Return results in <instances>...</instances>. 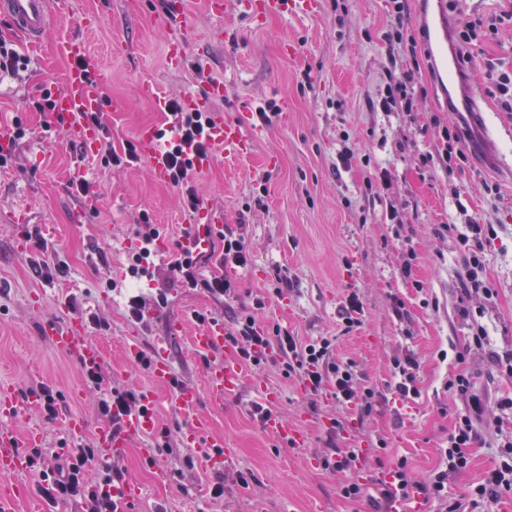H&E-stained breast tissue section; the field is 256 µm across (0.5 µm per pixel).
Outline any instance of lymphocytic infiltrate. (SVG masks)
<instances>
[{"label":"lymphocytic infiltrate","instance_id":"obj_1","mask_svg":"<svg viewBox=\"0 0 512 512\" xmlns=\"http://www.w3.org/2000/svg\"><path fill=\"white\" fill-rule=\"evenodd\" d=\"M406 13V0H390L386 37L397 46L402 56L414 60L421 54L422 45L406 26ZM165 110L169 116L168 127L164 131L167 143L162 152L166 179L170 184L184 188L185 205L194 213L203 206L191 185L198 172L194 160L210 155L213 151L214 144L209 134L211 118L209 113L187 107L177 99L167 100ZM84 119L101 133L98 153L104 165L120 167L139 162L140 155L134 143L127 141L119 148L113 145L111 132L103 121L102 113L89 112ZM494 234L493 227L476 222L469 224L466 233L460 234L459 242L469 253L464 272L467 287L486 290L487 284L481 276L484 250ZM209 258L206 248L185 247L171 262L170 268L187 287L206 288L213 298L221 299L232 292L229 280L221 276L203 282L198 279L201 263ZM225 339L237 348L245 364L259 365L265 359L267 349H276L283 361L285 375L297 376L311 394L326 391L337 401L359 402L363 413H370L372 409L373 391L367 389L363 394H356L354 365L334 358L329 338L323 337L303 344L287 333L272 335L260 326L255 314L251 313L242 318L234 332L226 334ZM84 378L87 387L98 392V411L107 418L113 431H120L124 417L141 408L140 392L115 385L104 365L86 371ZM448 389L467 397L470 410L455 418L454 426L448 434V444L443 450L442 469L433 473L429 483L420 484L411 480L407 458H398L380 491L383 500H407L420 493L426 499L437 502L440 512H464V505L474 506L500 492L512 491V448L509 447L504 451L505 461L490 470L480 483L469 487L460 497H449V474L463 470L468 465L469 450L475 440L473 419L481 410V402L474 394L473 383L467 376L459 375L449 380ZM30 459L32 469L41 476L38 492L49 505L56 507L77 502L84 505V512H114L112 488L124 482L125 475L114 461L105 459L97 442L91 441L84 446L69 449L63 455L47 448H34L30 451ZM92 467L96 468L98 474L93 481L86 477Z\"/></svg>","mask_w":512,"mask_h":512}]
</instances>
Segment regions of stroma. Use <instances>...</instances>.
I'll list each match as a JSON object with an SVG mask.
<instances>
[{
  "instance_id": "1",
  "label": "stroma",
  "mask_w": 512,
  "mask_h": 512,
  "mask_svg": "<svg viewBox=\"0 0 512 512\" xmlns=\"http://www.w3.org/2000/svg\"><path fill=\"white\" fill-rule=\"evenodd\" d=\"M294 2L281 0L280 12L254 21L241 0H224L219 37L205 0H181L193 19L188 41L205 48L209 75L228 87L209 106L225 119H242V133L251 140L246 155L216 152L211 167L198 174L195 189L204 207L192 216L182 207L181 189L157 178L149 163L102 169L96 156L71 140L68 121L35 109L45 94L65 88L70 63L54 50L61 38L84 40L99 55L101 90L120 105L104 113L115 141L138 140L142 129L165 123L164 112L142 94L143 85L166 98L204 91L195 79L194 59L177 71L165 66L169 31L154 21L162 12L158 0H70L67 15L35 48L0 19V37L15 41L28 59L25 71L0 75V123L10 124L19 112L32 129L19 141L13 166L0 171V381L22 393L43 383L62 395L56 419L46 418L42 408H28L12 429L36 430L42 447L69 449L78 444L65 429L70 414L86 420L88 438L106 423L76 360L39 335L42 324L71 318L72 297L84 312L104 320V327L90 326L86 333L114 382L124 386L141 390L153 383L150 372L129 357L127 336L153 340L165 335L169 317L178 316L185 333L169 343L177 376L204 390L207 358L193 352L191 334L204 317L223 321L225 332H232L253 311L260 324L280 326L303 343L332 337L335 356L354 363L358 388L375 393L371 413L364 414L354 402L297 392V378L283 374L276 355L245 367L223 407L200 400L211 435L223 437L234 453L220 474L201 460L194 468L185 466L187 423L160 405L155 415L173 444L172 453L157 455L165 481L142 464V439H131L117 460L126 480L142 487L139 512H169L174 506L179 512H250L255 499L262 512H310L314 505L319 512H379L375 488L344 498L340 486L354 480V473L324 469L322 457L334 448L367 444L373 449L367 475L389 470L404 456L413 479L427 483L457 414L468 405L446 388L459 374L472 379L483 411L474 421L468 467L448 477L450 496L482 480L498 462L501 445L512 439V409L505 405L512 398V372L492 361L512 353V112L501 110L485 69L492 59L512 71V0H465L453 15L460 26L505 18L494 41L473 50L464 68L501 162L481 167L471 154L448 170L434 156L443 127L456 115L431 67L414 66L382 40L387 0H319L312 14ZM92 13L99 23L90 30L84 20ZM288 42L294 45L290 54L283 51ZM392 68L414 73L413 111L371 109ZM271 101L281 112L260 125L256 113ZM346 147L354 156L344 164L339 154ZM78 169L95 184V195L70 189ZM382 171L385 182H376ZM486 182L496 185L495 193L483 191ZM211 209L223 210L225 233L242 236L249 250L246 266L221 269L211 261L200 267L203 276L221 272L232 279L230 298L217 301L205 289L183 287L164 259H153L147 280L128 275L140 212L151 214L173 246L188 224L204 223ZM17 211L26 212L29 227L39 233L25 251L16 246L20 230L11 216ZM475 220L496 231L485 248L486 294L464 287L458 235ZM41 254L58 266L52 280L37 276L30 265ZM136 287L146 302L161 294L167 298L142 324L126 315V295ZM352 293L363 314L348 332L343 309ZM479 326L486 342L478 349L470 341ZM408 352L419 362V395L403 401L395 391L393 364ZM263 385L280 392L274 410L307 435L305 450L275 440L252 416ZM76 390L81 396L75 400ZM219 480L223 499H196L198 485Z\"/></svg>"
}]
</instances>
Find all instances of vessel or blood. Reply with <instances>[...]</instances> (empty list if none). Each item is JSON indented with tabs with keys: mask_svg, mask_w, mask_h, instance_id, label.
<instances>
[{
	"mask_svg": "<svg viewBox=\"0 0 512 512\" xmlns=\"http://www.w3.org/2000/svg\"><path fill=\"white\" fill-rule=\"evenodd\" d=\"M66 0H0V16L10 20L11 24L22 32L31 45H39L55 20L64 14ZM159 21L171 30L165 52L168 68H181L188 56L189 45L184 38L185 31L191 27L192 19L180 10H171L160 16ZM422 22L430 39L439 47L435 57V71L449 87L460 90L458 102L468 111H476L477 102L470 88L462 84V71L454 53L448 52L447 46L453 27L452 21L446 20L443 12L436 11L425 15ZM55 52L58 56L74 60V67L65 76V88L55 96L57 113L72 117V139L84 145L87 151H96L99 133L96 128L76 122L80 112H95L104 106L98 77L99 63L91 54L85 43L78 39L66 38L57 42ZM215 145L223 147L226 152L241 154L248 150L249 142L241 131L239 122L216 117L211 129ZM140 152L150 159L156 175H163L164 166L157 150L155 129H147L140 136ZM52 346L71 357L85 368L95 366L101 361L99 348L91 342L86 334L82 318H72L66 326L57 323L44 324L40 330ZM195 352L210 359L204 394L214 404H223L226 397L234 393L242 378V367L237 350L224 340V323L220 320L204 324L192 338ZM153 378L166 387H174L175 369L165 350H157L153 355L151 366ZM175 398L172 405L174 413L188 420L186 444L202 455L208 465L215 470H223L231 462V452L225 449L224 441L209 435V422L198 413L199 396L194 389L174 387ZM156 391L144 392L142 411L125 417L121 432H112L103 427L98 431L99 446L105 458L122 454L126 440L131 436H159L160 426L155 425L150 413L156 404ZM43 397L38 393L20 395L11 383L0 382V472H20L27 470V449L36 447L38 436L35 432L18 435L9 426L22 408L42 405ZM265 430L279 441L290 447L303 449L307 444L305 435L295 431L277 414H269L264 421ZM31 497L29 486L0 487V512H18L20 505ZM142 497L139 486L125 482L112 490V502L115 512H134L136 504Z\"/></svg>",
	"mask_w": 512,
	"mask_h": 512,
	"instance_id": "obj_1",
	"label": "vessel or blood"
}]
</instances>
